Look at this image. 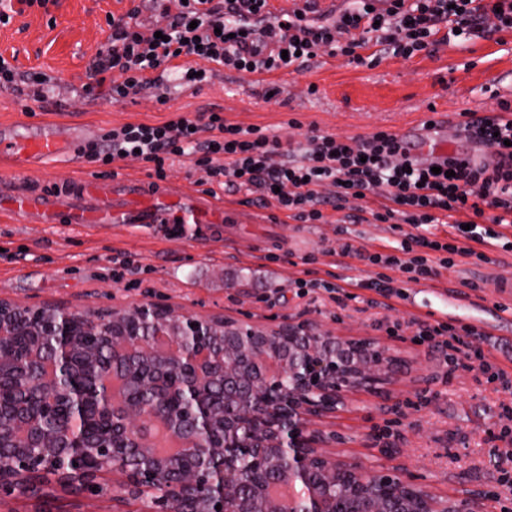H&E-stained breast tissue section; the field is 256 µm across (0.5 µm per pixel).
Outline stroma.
<instances>
[{"label":"stroma","mask_w":512,"mask_h":512,"mask_svg":"<svg viewBox=\"0 0 512 512\" xmlns=\"http://www.w3.org/2000/svg\"><path fill=\"white\" fill-rule=\"evenodd\" d=\"M147 14L152 0H57L49 10L31 8L0 26V55L20 74L52 77L50 101L58 119L80 121L107 132L125 123L155 124L173 112L222 110L241 127H262L304 142L309 127L337 136L364 137L379 129L398 131L431 112L494 115L512 103V31L477 33L470 40L441 43L412 57L377 46L362 49V62L323 54L302 73L286 70L252 75L216 70L199 90L168 84V102L144 96L110 102L78 98L88 67L110 32L111 17L131 9ZM84 157L46 165L19 188L76 186L89 178ZM166 185L222 205L231 224H32L0 212V298L32 307L61 305L82 312L162 302L189 314L247 319L273 325L308 320L344 339L368 337L398 361L392 381L358 391L334 418L318 422L335 456L375 469L408 474L451 500H474L477 512H512V499L495 501L502 470H512V443L500 440L512 401L479 372L443 382L440 350L412 343V318L426 308L447 311L449 320L482 328L481 341L495 362L512 373V313L494 310L496 282L512 278V252L495 250L488 261L466 259L425 285L408 284L384 305L377 293L358 290L345 309L328 293L297 296L294 281L310 277L339 285L376 276L377 267L341 255L349 240L375 252L398 244L393 223L348 224L342 212L323 222L300 224L276 204L261 206L252 192H227L209 184L186 157L167 163ZM400 323L391 336L379 322ZM104 492L49 483L35 496L0 493V512H115L120 478L102 477Z\"/></svg>","instance_id":"1"}]
</instances>
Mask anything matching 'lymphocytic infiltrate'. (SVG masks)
<instances>
[{"instance_id": "1", "label": "lymphocytic infiltrate", "mask_w": 512, "mask_h": 512, "mask_svg": "<svg viewBox=\"0 0 512 512\" xmlns=\"http://www.w3.org/2000/svg\"><path fill=\"white\" fill-rule=\"evenodd\" d=\"M166 18L156 28H143L135 12L110 20L107 42L89 68L84 98L124 101L154 93L167 103L161 76L175 73L180 86L198 88L217 68L250 74L280 69L301 72L319 51L340 49L355 56L357 49L377 44L396 56L409 57L438 42L466 40L479 31L485 17L496 20V31L512 30V0H352L330 23L308 15L282 19L273 16L268 0H169ZM346 35L337 45V35ZM501 114H469L465 129L474 143L488 148L497 162L470 167L460 158L441 162L440 173L414 159L389 131L379 130L359 139L341 140L310 128L306 144L293 148L280 136L262 128H243L225 119L223 112L178 113L156 123H126L112 128L104 145L84 150L88 162L108 167L128 157L148 165L152 177H166L167 160L193 158L207 183L225 190L256 192L260 201L275 202L289 219L316 224L325 208L343 210L351 199L380 194L383 210L348 213L350 223L373 217L411 225L391 252H368L352 242L341 243L343 255H355L368 265L392 270L387 279L359 280L360 288L392 298L404 285L436 279L441 270L462 258L486 260L481 246L502 240V227L512 224V105L502 104ZM471 218L489 217L484 232L455 227L446 238L422 234L426 224H436L441 214ZM419 344H441L445 349L446 377L455 371L476 370L512 388V375L493 362L477 342L472 325L417 320Z\"/></svg>"}]
</instances>
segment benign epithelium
<instances>
[{"label":"benign epithelium","instance_id":"1","mask_svg":"<svg viewBox=\"0 0 512 512\" xmlns=\"http://www.w3.org/2000/svg\"><path fill=\"white\" fill-rule=\"evenodd\" d=\"M27 305L0 299V340L14 333ZM56 357L42 343L30 366L48 363L23 416L0 407V488L36 492L49 477L91 489L103 472L121 477L123 498L147 502L145 512H468L410 477L345 462L322 450L325 438L309 427L336 413L347 396L386 379L393 358L376 342L343 341L310 321L252 325L214 316L182 314L153 302L104 313L61 306L40 309ZM107 321L102 344L112 350V370L97 384H72V336ZM194 326L211 343L187 350L181 340ZM180 377L187 408L161 410L166 373ZM0 350V382L28 378ZM57 404L82 432L49 433ZM109 426L89 432L90 412ZM159 423L175 443L160 452L149 443L147 423ZM251 457L249 469L241 455ZM84 465L55 472L62 456ZM163 485L166 493L155 497Z\"/></svg>","mask_w":512,"mask_h":512}]
</instances>
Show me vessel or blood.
Returning a JSON list of instances; mask_svg holds the SVG:
<instances>
[{"label": "vessel or blood", "instance_id": "obj_1", "mask_svg": "<svg viewBox=\"0 0 512 512\" xmlns=\"http://www.w3.org/2000/svg\"><path fill=\"white\" fill-rule=\"evenodd\" d=\"M94 135V130L87 126L49 121L5 125L0 127V160L9 161L15 172L25 173L33 166L75 155ZM397 138L419 161L428 163L448 157V130L443 122L400 130ZM118 187L125 196L121 205L104 196L103 182L91 179L76 189L80 204L66 205L63 197L55 194H0V210L21 217L34 216L42 224L55 223L61 216L70 224H221L225 221L223 210L214 209L191 195L164 187L147 189L138 182L122 181Z\"/></svg>", "mask_w": 512, "mask_h": 512}]
</instances>
